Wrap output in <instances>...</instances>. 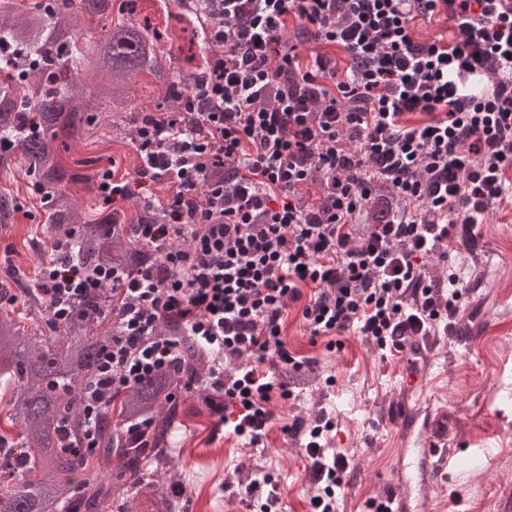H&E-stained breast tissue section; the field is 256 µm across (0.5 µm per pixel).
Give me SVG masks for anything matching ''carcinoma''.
I'll use <instances>...</instances> for the list:
<instances>
[{
    "label": "carcinoma",
    "instance_id": "obj_1",
    "mask_svg": "<svg viewBox=\"0 0 512 512\" xmlns=\"http://www.w3.org/2000/svg\"><path fill=\"white\" fill-rule=\"evenodd\" d=\"M140 0H0V170L8 172L19 155L24 175L45 203L52 240L72 245V258L88 269H132L155 257L128 223H160L158 209L98 212L83 217L71 187L91 197L100 194L97 176L61 163L71 140H88L99 129L97 112L127 111L126 91L150 79L158 97L156 118L176 111L193 77L179 66L178 37L132 15ZM167 20L188 21L182 0H163ZM97 27L96 44H80L74 34ZM20 198L0 191V227L14 224ZM29 325L11 311L0 313V391L8 396L17 437L0 435V512H129L139 502L144 512H175L174 500L159 493L155 479L177 460L169 437L177 420L171 397L180 381L202 373L209 355L178 320L165 318L159 332L179 339L177 368L158 372L112 399L100 418V447L81 452L84 437V382L100 350L112 340V291L78 304L73 316L48 329L38 293L28 291ZM150 422L140 446L127 428ZM116 459L105 471V463Z\"/></svg>",
    "mask_w": 512,
    "mask_h": 512
}]
</instances>
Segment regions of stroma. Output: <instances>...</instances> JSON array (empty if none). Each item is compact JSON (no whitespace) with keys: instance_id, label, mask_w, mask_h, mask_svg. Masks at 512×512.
<instances>
[{"instance_id":"stroma-1","label":"stroma","mask_w":512,"mask_h":512,"mask_svg":"<svg viewBox=\"0 0 512 512\" xmlns=\"http://www.w3.org/2000/svg\"><path fill=\"white\" fill-rule=\"evenodd\" d=\"M63 160L90 173L111 168L137 177L134 148L116 132L71 145ZM0 188L23 199L16 224L0 229V281L17 268L35 276L45 240L40 203L23 178L0 175ZM475 234L466 246L450 242L447 260L427 264L434 286L447 287L453 273L465 293L454 332L434 337L420 359L416 387L402 383L405 354L381 353L352 332L311 335L293 306L282 338L292 355L312 358L315 370L298 399L271 393L274 418L261 447L225 432L201 405V389L181 392L173 440L179 462L159 480L177 512H249L244 488L266 476L279 485L275 512H306L309 459L284 428L322 411L336 423L327 436L330 452L349 461L341 512H370L371 500L396 482L402 449L424 447L434 434L452 446L490 449L491 456L434 484L412 483L411 512H501L512 499V194L497 201Z\"/></svg>"}]
</instances>
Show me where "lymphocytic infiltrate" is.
<instances>
[{"label": "lymphocytic infiltrate", "mask_w": 512, "mask_h": 512, "mask_svg": "<svg viewBox=\"0 0 512 512\" xmlns=\"http://www.w3.org/2000/svg\"><path fill=\"white\" fill-rule=\"evenodd\" d=\"M203 3L207 72L179 111L137 120L138 176L171 189L166 222L135 227L157 261L91 272L54 256L36 275L55 324L103 284L117 300L85 387L88 451L113 395L177 362V341L157 331L169 316L211 354L208 388L234 406L225 428L262 445L271 392L291 397L283 375L307 365L281 339L287 308L300 304L312 335L351 330L382 351L449 327L459 279L434 288L425 261L472 239L512 192V0ZM441 14L452 40L413 38L415 17ZM291 18L348 54L344 76L327 53L303 59L287 44ZM467 72L486 86L465 88ZM417 112L427 122L408 124ZM319 179L320 204H302L299 190ZM333 428L323 414L291 428L311 462L310 512H338L347 462L325 454Z\"/></svg>", "instance_id": "obj_1"}]
</instances>
